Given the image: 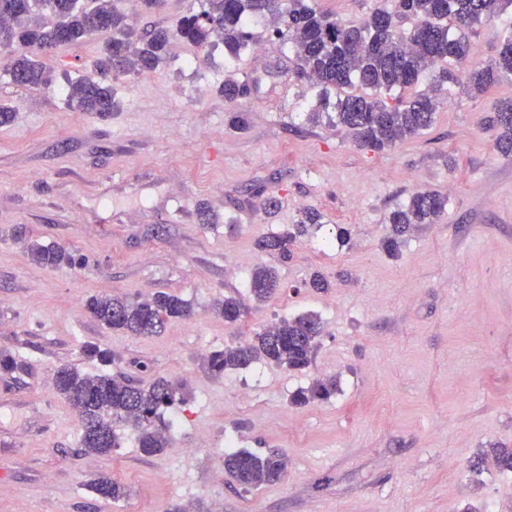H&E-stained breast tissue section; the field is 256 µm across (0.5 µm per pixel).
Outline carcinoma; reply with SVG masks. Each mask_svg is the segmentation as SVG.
<instances>
[{
  "mask_svg": "<svg viewBox=\"0 0 512 512\" xmlns=\"http://www.w3.org/2000/svg\"><path fill=\"white\" fill-rule=\"evenodd\" d=\"M512 0H395L392 11L376 9L363 21L352 24L335 14L307 4V0H203L201 7L184 15L176 27L153 29L135 40L126 16L117 12L112 0H0V54H8L6 69L13 83L40 87L50 76L39 57L60 45H79L96 34L94 25L105 26L99 74L107 79L142 74L157 69L171 40L179 39L198 48L220 39L224 52L238 58L254 41L248 26L252 16L272 15L278 26L275 36L291 44L299 61L295 76L319 89L316 108L309 119L317 120L334 107L336 125L344 128L361 147L375 151L430 129L436 121L445 86H460L467 93L482 94L504 79H512V32L503 41L498 56L488 64L470 67L464 75L458 67L471 54L470 31L499 14ZM416 21L409 33L400 31L398 20ZM344 95L330 103V93ZM224 100L239 103L250 86L228 75ZM68 96L81 112L106 116L118 108L112 88L93 79L70 84ZM498 131L500 151L512 154V103L502 105L489 118ZM446 197L418 192L399 204L388 216L389 236L384 240L391 253L411 230L434 224L446 208ZM320 221L307 212L294 231L273 233L257 246L286 261L293 240ZM33 263L43 267L79 266L81 262L62 247L33 244L28 247ZM280 288L276 271L256 268L250 277V298L265 302ZM91 315L104 327L133 336H156L170 318H187L189 304L178 296L157 292L145 298L95 295L86 302ZM245 303L226 297L216 312L228 324L236 323ZM323 334L321 319L314 314L282 318L251 341H241L201 357L202 367L215 379L227 370L244 369L267 361L289 370L308 368ZM57 393L69 404L81 423V450L109 456L118 447L114 424L122 422L137 432L139 448L146 455L167 447L172 420L165 413L185 403L182 381L160 378L144 388L129 379L118 380L102 372L83 374L64 366L57 371ZM336 394V377L318 378L297 391L291 404L305 406L326 402ZM492 459L501 472H512V448L492 449L474 468ZM288 458L282 452L257 455L249 451L224 452V472L245 490L281 480ZM95 493L118 501L125 488L103 475L92 485Z\"/></svg>",
  "mask_w": 512,
  "mask_h": 512,
  "instance_id": "obj_1",
  "label": "carcinoma"
}]
</instances>
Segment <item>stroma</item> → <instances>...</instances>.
<instances>
[{
	"label": "stroma",
	"instance_id": "35a3bbf8",
	"mask_svg": "<svg viewBox=\"0 0 512 512\" xmlns=\"http://www.w3.org/2000/svg\"><path fill=\"white\" fill-rule=\"evenodd\" d=\"M113 5L134 29H171L199 0L149 14ZM252 24L259 46L239 59L175 40L155 71L111 78L119 108L106 118L68 98L71 82L96 78L101 36L45 56L43 87L14 84L0 55V106L14 113L0 126V352L19 365L0 370V512H512V475L469 467L512 448V158L486 123L512 80L477 98L451 88L431 129L378 152L308 121L316 91L295 79L291 46L268 18ZM511 26V10L476 26L470 63L494 60ZM230 73L251 83L241 130L225 121ZM425 190L446 197L444 212L389 254L386 216ZM306 210L323 225L287 262L256 248ZM30 242L83 264L38 266ZM261 265L277 268L279 292L225 324L214 303L248 300ZM316 271L326 291L306 287ZM159 291L192 314L158 336L105 328L86 308L95 294ZM305 313L324 326L306 371L257 362L215 380L200 368L201 355ZM88 344L110 350L111 365ZM62 366L187 381L168 447L144 454L120 424L111 456L82 453L79 420L54 388ZM326 375L335 396L291 405ZM228 435L241 450L282 451L283 478L248 491L214 482ZM101 475L126 497L95 494Z\"/></svg>",
	"mask_w": 512,
	"mask_h": 512
}]
</instances>
